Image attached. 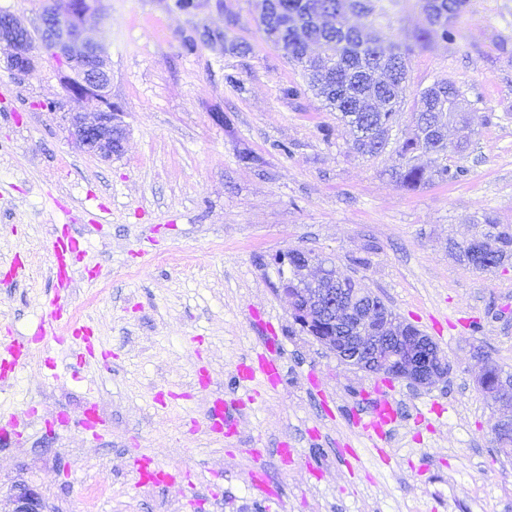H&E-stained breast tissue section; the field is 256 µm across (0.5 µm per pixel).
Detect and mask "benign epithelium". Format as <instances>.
Here are the masks:
<instances>
[{
	"label": "benign epithelium",
	"instance_id": "obj_1",
	"mask_svg": "<svg viewBox=\"0 0 512 512\" xmlns=\"http://www.w3.org/2000/svg\"><path fill=\"white\" fill-rule=\"evenodd\" d=\"M104 0H63L60 9L43 12L38 29L43 40H26L29 28L14 16L0 15V50L9 70L30 74L45 54L58 55L67 98L83 104L68 113L69 138L80 149L103 160L120 156L127 138L125 112L112 103V68L105 48L85 36V22L102 13ZM325 277L321 259L299 249L290 254L289 274L281 275L283 295L299 280L316 283ZM311 304L325 305L313 331L323 347L340 360L369 374L399 379L414 389L428 388L447 375V359L433 339L403 320L381 314L378 300H356L344 288H323ZM512 429V399L501 401L494 438ZM13 512H46L42 497L25 485L13 488Z\"/></svg>",
	"mask_w": 512,
	"mask_h": 512
}]
</instances>
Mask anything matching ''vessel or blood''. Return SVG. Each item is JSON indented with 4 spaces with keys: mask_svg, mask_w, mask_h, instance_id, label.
I'll return each instance as SVG.
<instances>
[{
    "mask_svg": "<svg viewBox=\"0 0 512 512\" xmlns=\"http://www.w3.org/2000/svg\"><path fill=\"white\" fill-rule=\"evenodd\" d=\"M48 248L54 259L53 294L46 305V313L40 321L37 338L47 336L62 342L72 338L81 341L80 363L97 362L103 369H111L112 355L96 349L97 338L87 326L74 321L70 310V288L74 279L73 257L83 254L85 240L71 233L69 226L54 230L48 241ZM277 336L262 337L258 347L240 361L235 368L239 383L254 384L268 389L277 388L284 377L282 352L277 344ZM26 360L25 344L11 336H0V382L14 379L17 371ZM399 402L392 386H374L364 399L361 409L352 415L353 424L370 451L378 457H387V445L395 434L399 421ZM103 424L97 403H89L83 410L78 425L83 434L99 438ZM211 432L232 437L240 429V416L233 406L225 403L223 396H212L202 422ZM256 465L250 473L249 487L252 494L263 501L278 498L279 490L267 468L264 459L276 456L281 465L297 464L296 449L281 444L277 448H252L248 451ZM127 465L134 473L136 483L141 487H158L175 491L193 507L202 512L211 494L210 488L198 487L190 481L187 473L174 466L158 463L153 456L141 448L127 452Z\"/></svg>",
    "mask_w": 512,
    "mask_h": 512,
    "instance_id": "obj_1",
    "label": "vessel or blood"
}]
</instances>
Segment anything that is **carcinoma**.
<instances>
[{"label":"carcinoma","mask_w":512,"mask_h":512,"mask_svg":"<svg viewBox=\"0 0 512 512\" xmlns=\"http://www.w3.org/2000/svg\"><path fill=\"white\" fill-rule=\"evenodd\" d=\"M319 2L288 0L285 10L276 3L269 11L261 12L260 22L281 30L273 45L285 57L302 64L310 87L340 113L353 136L354 149L362 155L376 156L378 132H390L399 122L403 94L400 82L407 79V53L375 34L353 27L343 29L342 10L364 18L383 15L381 0H325L334 13L335 24L321 26L313 21ZM468 6L469 0H423L425 11L444 18L450 11L459 17ZM459 97V89L446 81L420 93L410 128L396 146L402 159L396 177L405 188L414 190L435 178L454 182L466 176L467 169L448 164V156L463 153L468 143L441 154L436 142L422 130L424 125L446 130L450 123L467 124L468 113L457 107ZM421 153L437 155L434 169L427 170L417 163ZM454 249L464 266L489 271L512 260V227L488 214L483 217L482 231L454 245Z\"/></svg>","instance_id":"1"}]
</instances>
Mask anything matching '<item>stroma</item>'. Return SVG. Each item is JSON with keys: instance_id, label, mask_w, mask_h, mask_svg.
Listing matches in <instances>:
<instances>
[{"instance_id": "obj_1", "label": "stroma", "mask_w": 512, "mask_h": 512, "mask_svg": "<svg viewBox=\"0 0 512 512\" xmlns=\"http://www.w3.org/2000/svg\"><path fill=\"white\" fill-rule=\"evenodd\" d=\"M171 3L105 0L86 25L109 54L112 100L128 125L125 151L111 160L69 140L64 113L80 105L66 101L53 60L27 76L0 60V273L12 263L30 272L0 291V335L32 341L17 383L0 389V411H39L0 447V512H11L20 483L51 512H191L176 494L135 487L122 466L134 446L199 485L216 483L205 512H512V458L496 449L499 411L478 386L486 362L512 371V265L481 273L449 249L484 214L512 225V0H470L448 41L433 34L421 0H386L376 33L412 49L401 125L421 90L449 80L476 131L453 158L468 170L462 180L414 190L392 176L395 148L375 157L353 149L301 66L267 39L261 0H197L188 11ZM246 151L255 163L242 162ZM101 208L107 223L88 230ZM67 220L86 227L70 305L111 352L108 371L78 366L75 344L34 339L51 286L48 240ZM290 249L328 258L434 334L448 359L431 388L397 382L403 415L391 460L362 449L345 419L324 421L309 391L311 366L336 410L361 403L374 380L294 324L272 262ZM95 266L101 274L86 284ZM255 311L274 327L287 373L248 399L233 373L259 340ZM204 367L207 392L197 386ZM213 392L237 402L238 436L195 428ZM91 402L106 419L98 442L75 425ZM321 428L328 442L315 438ZM281 442L300 465L268 457L281 499L264 511L249 489L248 451ZM341 448L358 449L353 468L339 466ZM99 481L106 492L89 500Z\"/></svg>"}]
</instances>
